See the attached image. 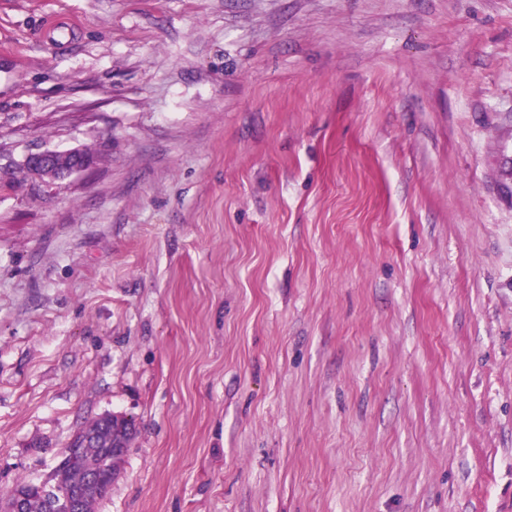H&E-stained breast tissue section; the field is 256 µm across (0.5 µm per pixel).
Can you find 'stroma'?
<instances>
[{"mask_svg": "<svg viewBox=\"0 0 512 512\" xmlns=\"http://www.w3.org/2000/svg\"><path fill=\"white\" fill-rule=\"evenodd\" d=\"M511 167L512 0H0V494L512 512ZM65 153L70 156V161L63 165L58 162V151L45 150L30 154L26 162L28 174L42 180L63 181L84 171L93 161L79 149ZM129 419L123 415L112 414V425L108 426L105 424V420L102 417L92 420L87 424L82 432L91 435L94 438V442H90L86 448H83L78 459L69 464L64 469L63 484L68 488L63 490L60 488L61 474L63 463L69 456H72L74 452L81 448L80 440L73 439L68 445L71 448L68 451V455L64 456L63 461L53 470L50 480L44 481L41 484L43 490V496L45 500L46 512H95L96 504L104 498L107 494L90 495L84 498L92 490L99 488L98 484L90 480L88 484L84 485L94 474L104 471L103 466L105 462V454L103 448L112 447V451L109 454V469L108 478L112 479V482L118 476V471H115L112 466V461L117 457H125L129 451L126 445H130L133 439V435H124L125 444L117 440L113 441V423L126 428L128 432L132 433L130 426L127 425ZM84 485V486H82ZM80 486V487H78ZM84 498V499H83Z\"/></svg>", "mask_w": 512, "mask_h": 512, "instance_id": "35a3bbf8", "label": "stroma"}]
</instances>
